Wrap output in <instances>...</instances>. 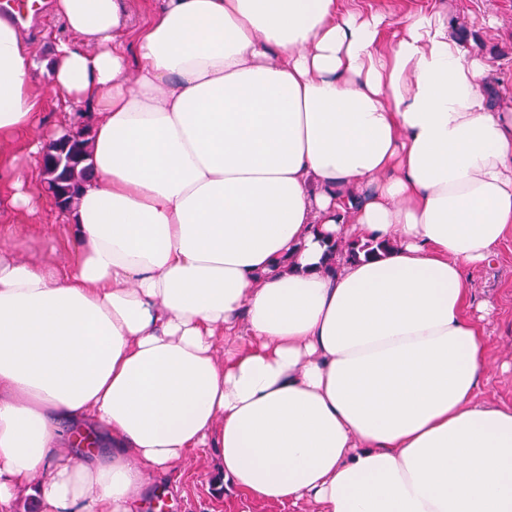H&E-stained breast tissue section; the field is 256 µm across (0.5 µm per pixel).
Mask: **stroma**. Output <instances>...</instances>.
<instances>
[{
  "instance_id": "stroma-1",
  "label": "stroma",
  "mask_w": 512,
  "mask_h": 512,
  "mask_svg": "<svg viewBox=\"0 0 512 512\" xmlns=\"http://www.w3.org/2000/svg\"><path fill=\"white\" fill-rule=\"evenodd\" d=\"M372 9L401 20L405 13L437 6L448 14V32L469 53L490 64L493 102L512 113V0H367ZM476 301L490 302L483 321L490 373L478 398L512 405V239L505 241L494 263L471 274ZM223 463L212 451L191 455L171 475L163 512H291L280 505L260 504L224 483Z\"/></svg>"
}]
</instances>
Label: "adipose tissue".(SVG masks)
Returning <instances> with one entry per match:
<instances>
[{
  "label": "adipose tissue",
  "mask_w": 512,
  "mask_h": 512,
  "mask_svg": "<svg viewBox=\"0 0 512 512\" xmlns=\"http://www.w3.org/2000/svg\"><path fill=\"white\" fill-rule=\"evenodd\" d=\"M54 0L0 17V144L93 112L67 263L5 250L0 512H135L214 449L256 502L512 512L469 270L512 237V114L448 17L360 0ZM66 117L39 133L42 102ZM383 255L329 257L337 241ZM21 1L0 0V13L10 16L19 27L24 28L30 18L40 16L45 12V5L39 3V6L30 12L28 6ZM37 29H39L37 35L27 39L34 42L36 53L44 60L52 55L55 38L67 36V33L53 13L52 16L49 15L44 24L38 26Z\"/></svg>",
  "instance_id": "adipose-tissue-1"
}]
</instances>
